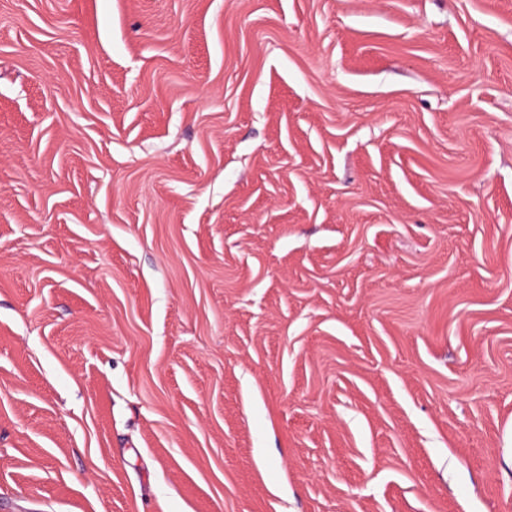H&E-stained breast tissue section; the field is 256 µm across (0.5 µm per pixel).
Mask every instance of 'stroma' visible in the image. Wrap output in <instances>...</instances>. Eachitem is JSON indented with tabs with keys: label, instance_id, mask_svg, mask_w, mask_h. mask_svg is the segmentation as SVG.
Wrapping results in <instances>:
<instances>
[{
	"label": "stroma",
	"instance_id": "35a3bbf8",
	"mask_svg": "<svg viewBox=\"0 0 512 512\" xmlns=\"http://www.w3.org/2000/svg\"><path fill=\"white\" fill-rule=\"evenodd\" d=\"M0 512H512V0H0Z\"/></svg>",
	"mask_w": 512,
	"mask_h": 512
}]
</instances>
